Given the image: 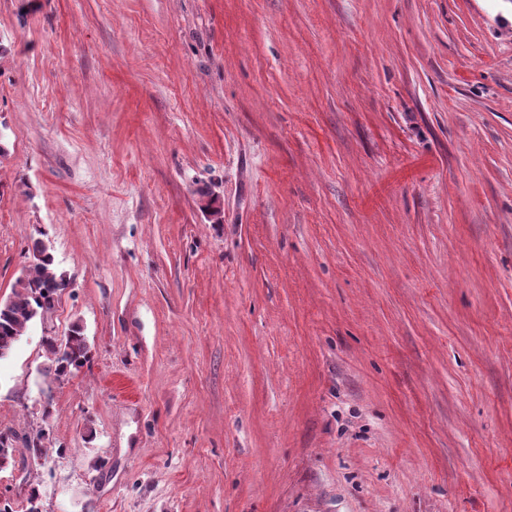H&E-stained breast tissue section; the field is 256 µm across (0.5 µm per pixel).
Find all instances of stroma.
Instances as JSON below:
<instances>
[{"label": "stroma", "instance_id": "stroma-1", "mask_svg": "<svg viewBox=\"0 0 512 512\" xmlns=\"http://www.w3.org/2000/svg\"><path fill=\"white\" fill-rule=\"evenodd\" d=\"M0 146L15 512H512V0H0ZM31 263L12 286L11 294L0 301V360L7 357L36 318L55 307L68 282L57 275L48 246L36 239ZM48 363L43 371L46 376L64 381L73 370L78 371L90 361L89 346L80 324H73L67 336L57 343L50 340L47 343Z\"/></svg>", "mask_w": 512, "mask_h": 512}]
</instances>
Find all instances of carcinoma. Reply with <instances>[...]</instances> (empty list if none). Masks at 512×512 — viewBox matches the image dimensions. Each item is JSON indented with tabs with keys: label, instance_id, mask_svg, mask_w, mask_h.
<instances>
[{
	"label": "carcinoma",
	"instance_id": "obj_1",
	"mask_svg": "<svg viewBox=\"0 0 512 512\" xmlns=\"http://www.w3.org/2000/svg\"><path fill=\"white\" fill-rule=\"evenodd\" d=\"M198 204L212 217H220L219 199L210 192H200ZM32 256L31 263L12 286L11 294L0 301V359L11 353L32 321L55 307L58 297L68 287L66 279L55 272L53 257L42 240H34ZM47 351L44 374L58 382L90 361L86 336L78 323L72 325L61 342L49 341Z\"/></svg>",
	"mask_w": 512,
	"mask_h": 512
}]
</instances>
